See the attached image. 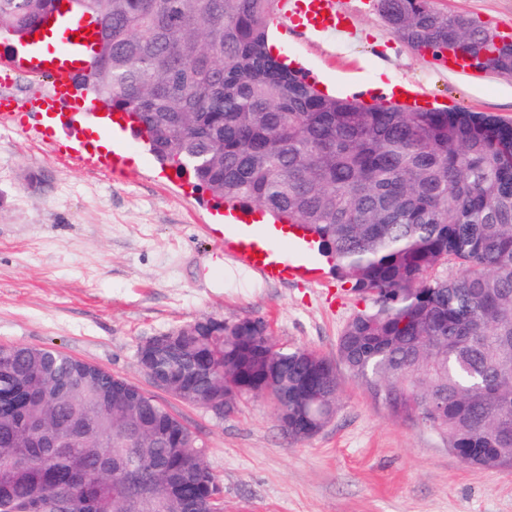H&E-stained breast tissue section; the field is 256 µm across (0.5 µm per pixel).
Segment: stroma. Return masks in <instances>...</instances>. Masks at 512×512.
Returning <instances> with one entry per match:
<instances>
[{"instance_id":"1","label":"stroma","mask_w":512,"mask_h":512,"mask_svg":"<svg viewBox=\"0 0 512 512\" xmlns=\"http://www.w3.org/2000/svg\"><path fill=\"white\" fill-rule=\"evenodd\" d=\"M512 34V0H434ZM343 35L275 33L287 55L330 93L348 96L392 75L450 107L512 121V75L459 73L396 38L372 0H336ZM129 175L52 154L0 126V344L54 346L106 368L167 407L205 444L224 512H512V469L463 464L433 431L399 421L347 373L338 412L293 443L272 402L246 397L218 418L155 388L139 345L204 316L262 318L280 347L328 359L363 300L330 272L321 284L270 283L225 256L211 271L216 205L163 177L144 148Z\"/></svg>"}]
</instances>
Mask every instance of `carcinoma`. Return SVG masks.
Listing matches in <instances>:
<instances>
[{"mask_svg": "<svg viewBox=\"0 0 512 512\" xmlns=\"http://www.w3.org/2000/svg\"><path fill=\"white\" fill-rule=\"evenodd\" d=\"M57 0H0L18 39ZM277 0H69L108 27L75 88L136 123L161 164L229 206L318 239L370 300L337 343L344 370L393 416L442 434L468 466L512 467V122L412 110L318 88L269 45ZM393 34L437 59L512 73V37L433 0H376ZM458 273L448 275V266ZM155 374L202 406L265 396L286 435L320 433L340 403L331 362L273 348L266 325L190 326ZM288 398H283V394ZM204 444L155 399L52 346L0 344V512H223Z\"/></svg>", "mask_w": 512, "mask_h": 512, "instance_id": "cac0c4a2", "label": "carcinoma"}]
</instances>
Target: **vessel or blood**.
Segmentation results:
<instances>
[{
	"instance_id": "1",
	"label": "vessel or blood",
	"mask_w": 512,
	"mask_h": 512,
	"mask_svg": "<svg viewBox=\"0 0 512 512\" xmlns=\"http://www.w3.org/2000/svg\"><path fill=\"white\" fill-rule=\"evenodd\" d=\"M271 22L279 28L288 23L319 35L344 29L346 19L336 10V0H278ZM95 34L86 17L76 15L63 4H55L28 36L22 50L0 53V84L9 85L20 70L49 76L50 85L37 96L17 100L0 96V123L26 133L23 118L36 112L42 117L38 136L52 152L80 163L103 168L108 174H125V152L130 117L123 112L90 113L85 129L74 137L60 136L71 121L63 108L72 100L71 79L80 73V53L91 48ZM216 243L225 235L233 237V254L250 271L268 282L318 280L322 269L315 262V242L305 232L284 224H262L256 213L228 210L224 221L210 227Z\"/></svg>"
}]
</instances>
